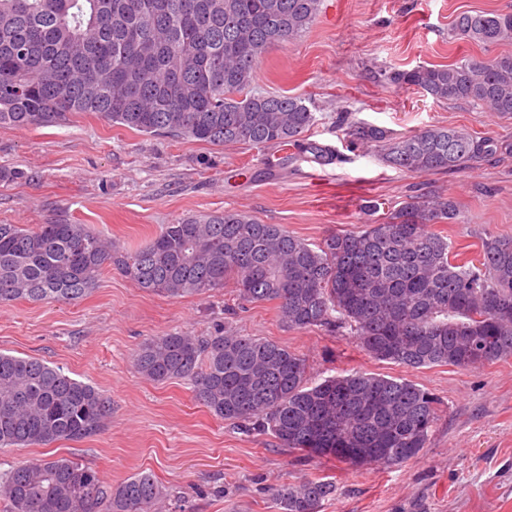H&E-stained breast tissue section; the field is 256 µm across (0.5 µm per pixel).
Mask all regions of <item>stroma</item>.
Instances as JSON below:
<instances>
[{
  "label": "stroma",
  "mask_w": 512,
  "mask_h": 512,
  "mask_svg": "<svg viewBox=\"0 0 512 512\" xmlns=\"http://www.w3.org/2000/svg\"><path fill=\"white\" fill-rule=\"evenodd\" d=\"M473 10L512 13V0H321L306 32L266 51L252 85L304 99L316 117L305 140L337 154L323 168L276 148L149 136L92 114L62 126L0 128V168L24 174L0 181V224H85L133 249L162 225L232 210L315 245L410 197L435 194L458 205L455 222L441 227L454 252L477 259L484 239L512 237V118L373 78L379 70L512 53V44L452 37L456 15ZM357 121L398 136L455 127L493 137L499 149L459 172L414 176L386 165L376 149L351 145L348 125ZM222 324L302 355L315 383L362 371L417 384L438 400L426 448L392 468L310 459L215 417L187 381L159 384L137 371L134 356L147 339L170 331L208 336ZM0 352L62 367L112 398L98 434L0 450V473L53 456L91 467L107 486L149 472L168 494L166 512H275L270 487L305 478L335 482L322 512H512V358L463 370L407 369L375 360L347 334L289 328L276 303H241L232 282L171 298L117 270L73 303L0 304Z\"/></svg>",
  "instance_id": "obj_1"
}]
</instances>
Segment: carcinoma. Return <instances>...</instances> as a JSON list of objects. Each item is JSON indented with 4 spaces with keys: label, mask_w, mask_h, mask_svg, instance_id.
I'll use <instances>...</instances> for the list:
<instances>
[{
    "label": "carcinoma",
    "mask_w": 512,
    "mask_h": 512,
    "mask_svg": "<svg viewBox=\"0 0 512 512\" xmlns=\"http://www.w3.org/2000/svg\"><path fill=\"white\" fill-rule=\"evenodd\" d=\"M319 4L0 0V128L57 126L91 113L149 136L294 148L323 161L330 146L301 140L316 122L302 98L251 87L265 51L301 36ZM452 31L479 45L512 43V13L462 12ZM374 79L512 118V54ZM350 137L419 175L462 171L496 145L434 125L395 137L360 122ZM456 217L451 198L416 197L312 247L279 224L226 211L166 224L130 253L84 224H0V303L76 302L112 267L171 298L232 279L239 300L277 303L292 329L348 327L379 361L468 369L512 357V238L485 239L479 264L459 262L436 230ZM134 365L156 383L189 381L216 417L283 448L358 467L415 458L437 415V400L409 380L356 371L310 384L304 357L228 327L150 338ZM111 414L110 397L61 368L0 354V449L81 441ZM335 492L331 480H301L273 489L272 499L277 512H321ZM166 497L148 472L107 487L65 456L24 460L0 475L5 512H163Z\"/></svg>",
    "instance_id": "obj_1"
}]
</instances>
